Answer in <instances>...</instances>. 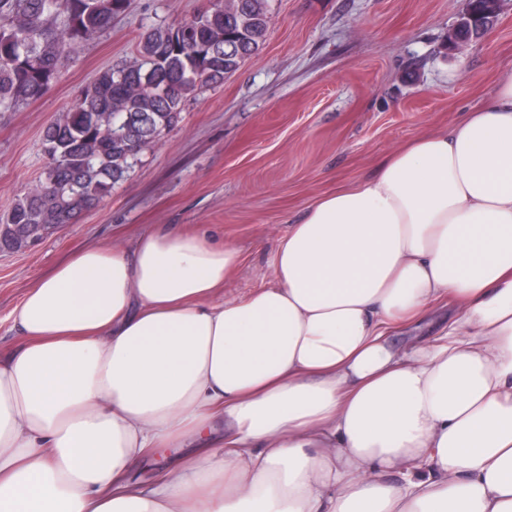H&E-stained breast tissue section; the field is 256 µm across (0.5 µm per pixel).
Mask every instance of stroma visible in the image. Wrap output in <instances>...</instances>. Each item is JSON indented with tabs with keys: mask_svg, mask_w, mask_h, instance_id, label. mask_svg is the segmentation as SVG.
Returning <instances> with one entry per match:
<instances>
[{
	"mask_svg": "<svg viewBox=\"0 0 512 512\" xmlns=\"http://www.w3.org/2000/svg\"><path fill=\"white\" fill-rule=\"evenodd\" d=\"M203 3L131 0L38 100L0 112V216L39 179L45 128L131 58L144 30L187 21ZM467 4L269 0L263 47L189 99L110 196L35 246L0 252V356L22 345L12 313L40 278L90 246L132 250L160 224L237 247L225 297L272 284L269 259L311 203L368 178L408 141L449 131L512 71V0L481 39L449 47Z\"/></svg>",
	"mask_w": 512,
	"mask_h": 512,
	"instance_id": "35a3bbf8",
	"label": "stroma"
}]
</instances>
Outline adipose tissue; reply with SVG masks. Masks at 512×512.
<instances>
[{
    "label": "adipose tissue",
    "instance_id": "adipose-tissue-1",
    "mask_svg": "<svg viewBox=\"0 0 512 512\" xmlns=\"http://www.w3.org/2000/svg\"><path fill=\"white\" fill-rule=\"evenodd\" d=\"M239 261L160 230L28 290L0 360V512H512V73L312 203L273 285L221 298ZM442 306L436 338L390 341Z\"/></svg>",
    "mask_w": 512,
    "mask_h": 512
}]
</instances>
